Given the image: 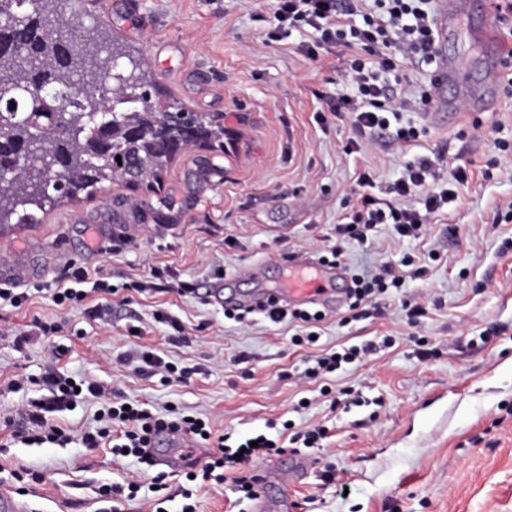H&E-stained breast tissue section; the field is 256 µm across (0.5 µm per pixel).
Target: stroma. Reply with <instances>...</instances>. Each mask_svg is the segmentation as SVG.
<instances>
[{
	"label": "stroma",
	"mask_w": 512,
	"mask_h": 512,
	"mask_svg": "<svg viewBox=\"0 0 512 512\" xmlns=\"http://www.w3.org/2000/svg\"><path fill=\"white\" fill-rule=\"evenodd\" d=\"M480 2L467 0L447 46L472 94L485 88L471 32ZM73 10L78 31L118 38L145 60L162 99L221 115L224 133L214 147L181 150L158 185L116 182L46 204L35 223L0 228V284L43 289L29 305L0 303V326L25 330L36 313L62 326L53 341L21 348L0 335V468L37 473L26 496L33 512H104L96 486L124 483L136 471L137 499L114 501V512H149L157 473L136 458L116 461L109 449L82 447L81 433L95 425L93 404L56 414L75 435L67 447H3L18 407L44 394L34 380L52 343L66 351V374L98 378L154 411L206 416L229 445L261 432L278 440L286 484L267 493L288 495L292 512H512V249L503 248L512 222L500 219L512 202V97L494 87L487 110L459 103V121L447 126L422 112L399 113L398 123L420 131L413 145L378 141L348 156L350 120L322 126L314 118L323 97L351 90L342 60L311 62L301 51L304 32L266 44L273 0H76ZM422 156L439 160L436 185L450 182L458 166L473 177L419 235L401 238L377 225L367 242L345 243L339 267L349 276L410 256L428 264L425 277L407 279L350 324L341 321L345 307L329 311L313 345L292 343L294 325L225 319L209 298L220 283L242 296L278 287L284 255L316 259L334 245L335 225L357 203L360 167L373 168V192L382 198ZM156 265L194 282L197 297L134 292ZM75 266L119 288L105 318L59 310L45 295ZM409 298L427 308L415 326L401 308ZM158 309L184 322L185 341L168 340L167 326L153 319ZM132 325L144 335L129 336ZM367 341L375 353L327 380L297 381L322 350ZM423 343L434 351L425 360ZM141 346L199 372L184 382L141 376L122 361ZM21 376L27 384L9 390ZM326 384L351 390L359 404L332 408L320 393ZM302 398L307 407H299ZM286 422L298 431L321 424L329 434L319 449L297 452ZM302 461L307 470H298Z\"/></svg>",
	"instance_id": "obj_1"
}]
</instances>
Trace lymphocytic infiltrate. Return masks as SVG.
<instances>
[{"mask_svg":"<svg viewBox=\"0 0 512 512\" xmlns=\"http://www.w3.org/2000/svg\"><path fill=\"white\" fill-rule=\"evenodd\" d=\"M274 16L276 25L268 33V41L277 42L291 31L305 30L312 36L311 43L302 47L309 60L317 62L329 54L344 57L341 76L353 86L354 92L326 99L325 109L316 113L315 120L324 124L332 115L349 116L356 136L346 145V154L359 152L364 140L375 139L388 129L392 130V140L397 146H409L417 139L415 127L391 128L390 117L402 111L421 110L429 101V92L416 97L406 89L394 90L385 76L416 57H433L436 19L430 0H385L379 9L371 7L368 0H275ZM433 171L434 163L428 158L408 165L403 176L391 187V196L387 199L372 194L371 170L361 172L357 178L361 194L348 222L336 227L338 243L329 249L331 259H339L340 242L364 241L368 231L380 224L392 225L400 237L415 236L454 197L453 190L429 186ZM420 190L425 191L426 196L422 208L417 209L409 205L408 199ZM426 273L425 266H414L409 257L397 265L383 263L378 272L353 276L347 307L349 311H356L364 302L385 294L389 288L401 287L405 275L419 278ZM115 293V288L106 280L92 278L85 268L77 267L67 276L64 285L52 289L50 297L57 307L81 311L95 320L106 316L109 298ZM61 356L59 348L48 350L42 376L47 393L22 407L26 421L13 430L12 440L26 445L66 446L71 436L53 422V414L88 403L98 407L97 425L82 434L83 447L106 448L113 457L129 455L150 467L155 464L149 450L155 431L165 429L196 442L203 441L205 433L210 432L209 421L200 416L175 407L157 414L141 403L114 395L104 382L93 378L78 380L65 374L58 367ZM278 452L275 441L267 437L240 455L220 445L204 460L190 463L188 472L204 484H229L240 500L250 501L255 490L248 476L240 474V464Z\"/></svg>","mask_w":512,"mask_h":512,"instance_id":"1","label":"lymphocytic infiltrate"}]
</instances>
